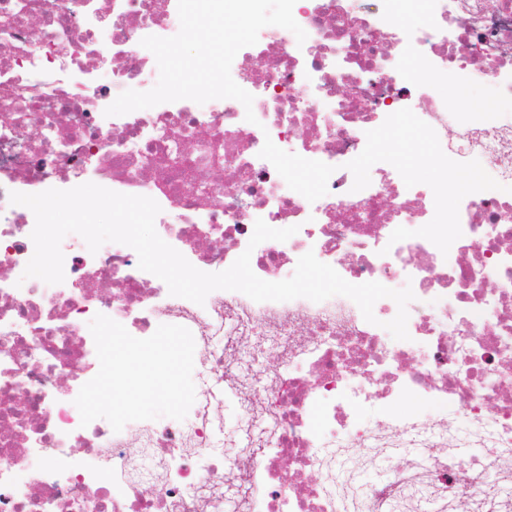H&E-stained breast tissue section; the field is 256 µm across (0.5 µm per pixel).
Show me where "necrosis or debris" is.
Here are the masks:
<instances>
[{
  "mask_svg": "<svg viewBox=\"0 0 512 512\" xmlns=\"http://www.w3.org/2000/svg\"><path fill=\"white\" fill-rule=\"evenodd\" d=\"M293 15L305 42L267 26L232 63L255 122L233 99L109 116L155 86L140 41L178 32L177 0H0V512H512V0H297ZM476 84L479 111L449 105L447 88ZM401 113L438 147L432 178L392 158L359 174ZM268 139L333 166L328 194L291 190L259 156ZM87 182L155 199L159 236L204 272L247 251L276 282L311 251L349 283L411 287L409 337L384 329L389 298L373 324L344 296L199 305L130 247L93 254L76 234L63 283L24 278L35 217L10 193ZM259 219L297 232L249 248ZM99 313L137 338L192 332L206 383L185 420L81 426ZM404 398L417 410L395 418Z\"/></svg>",
  "mask_w": 512,
  "mask_h": 512,
  "instance_id": "1",
  "label": "necrosis or debris"
}]
</instances>
